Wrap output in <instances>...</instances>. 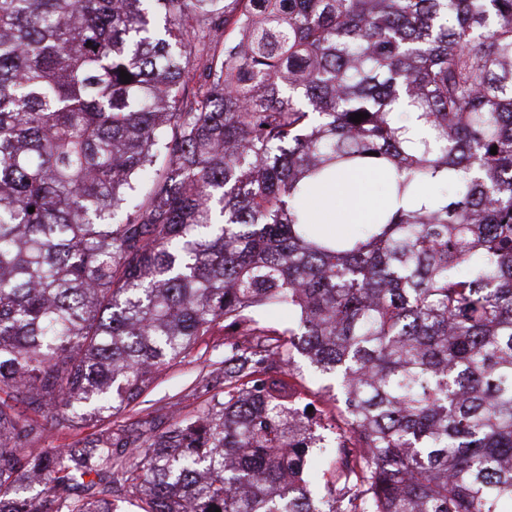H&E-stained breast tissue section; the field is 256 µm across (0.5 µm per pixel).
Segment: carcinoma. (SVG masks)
<instances>
[{
	"label": "carcinoma",
	"mask_w": 512,
	"mask_h": 512,
	"mask_svg": "<svg viewBox=\"0 0 512 512\" xmlns=\"http://www.w3.org/2000/svg\"><path fill=\"white\" fill-rule=\"evenodd\" d=\"M403 111L429 127L410 152ZM362 164L430 203L329 236L305 197ZM220 321L205 407L39 447L40 419L117 416ZM298 355L338 386L331 437ZM123 500L512 503V0H0V512Z\"/></svg>",
	"instance_id": "obj_1"
}]
</instances>
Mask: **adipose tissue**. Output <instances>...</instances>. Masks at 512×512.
I'll return each mask as SVG.
<instances>
[{
    "label": "adipose tissue",
    "instance_id": "1",
    "mask_svg": "<svg viewBox=\"0 0 512 512\" xmlns=\"http://www.w3.org/2000/svg\"><path fill=\"white\" fill-rule=\"evenodd\" d=\"M382 173L354 168L339 173L311 198L317 216L324 218L327 233L350 235L357 224L376 223L391 204Z\"/></svg>",
    "mask_w": 512,
    "mask_h": 512
}]
</instances>
